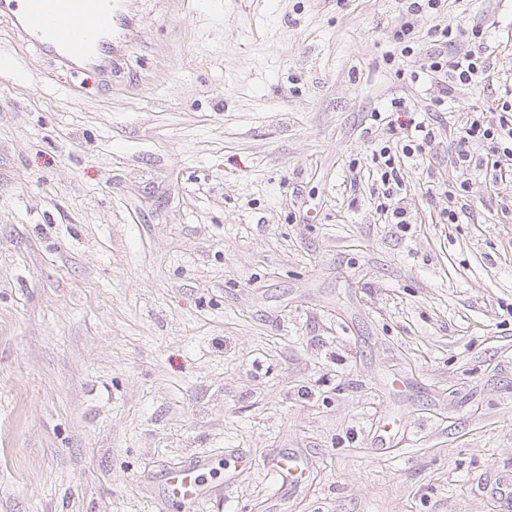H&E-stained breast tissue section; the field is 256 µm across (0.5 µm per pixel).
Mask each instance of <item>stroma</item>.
Wrapping results in <instances>:
<instances>
[{
    "label": "stroma",
    "instance_id": "35a3bbf8",
    "mask_svg": "<svg viewBox=\"0 0 512 512\" xmlns=\"http://www.w3.org/2000/svg\"><path fill=\"white\" fill-rule=\"evenodd\" d=\"M132 3L107 80L0 20V512H184L156 501L195 456L199 512H499L512 219L451 163L496 86L435 114L427 33L386 57L402 0ZM487 16L512 77V0L436 22ZM394 97L440 123L398 172L405 229L367 177ZM288 451L302 481L268 468Z\"/></svg>",
    "mask_w": 512,
    "mask_h": 512
}]
</instances>
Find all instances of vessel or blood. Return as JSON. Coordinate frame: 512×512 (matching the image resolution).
<instances>
[{"mask_svg": "<svg viewBox=\"0 0 512 512\" xmlns=\"http://www.w3.org/2000/svg\"><path fill=\"white\" fill-rule=\"evenodd\" d=\"M0 15L9 17L22 39L40 53L73 70L115 73L140 33L127 0H0ZM199 457L166 474L168 491L189 507L203 499Z\"/></svg>", "mask_w": 512, "mask_h": 512, "instance_id": "1", "label": "vessel or blood"}]
</instances>
